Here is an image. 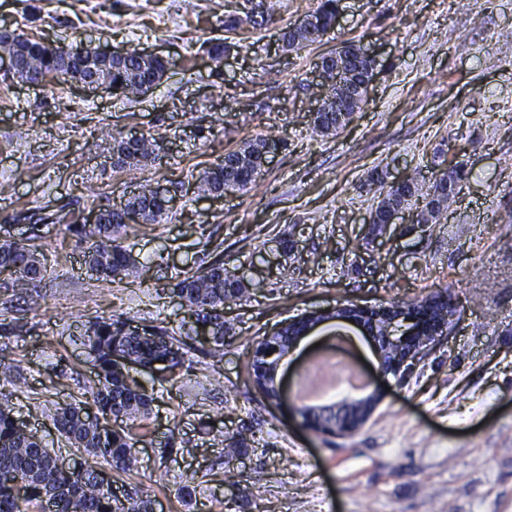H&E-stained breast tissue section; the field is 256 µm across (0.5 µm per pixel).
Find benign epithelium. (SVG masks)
Here are the masks:
<instances>
[{"mask_svg":"<svg viewBox=\"0 0 512 512\" xmlns=\"http://www.w3.org/2000/svg\"><path fill=\"white\" fill-rule=\"evenodd\" d=\"M369 67L362 68L358 59L346 56L337 50L323 56L317 62V72L321 83H326L328 71H333L336 78V101L341 106L336 108V126L349 124L348 118L356 114L363 106L370 87L374 82L373 58L363 54ZM85 73L78 85L87 89H113L112 81L102 76L90 64H84ZM453 305V301L444 295L426 297L414 305L399 311L389 306H368L358 303L340 304L327 313H338L336 320L350 324L359 329L371 340L377 356L381 375L392 376L402 382L423 352L439 337L448 334L450 325L457 319V314L448 315L447 321H441L434 311L442 304ZM325 320L319 314H306L283 323L266 339L273 341L278 336L288 335L286 347L271 344V355L265 361L252 366L250 374L257 386L275 383L276 389L281 384L276 382L281 362L291 354L306 336L310 335ZM383 399L382 389L372 383L369 390L355 399L339 400L322 409L307 408L303 405L294 406L301 419V425L309 431L325 438L350 436L357 432L372 416Z\"/></svg>","mask_w":512,"mask_h":512,"instance_id":"7a95c632","label":"benign epithelium"}]
</instances>
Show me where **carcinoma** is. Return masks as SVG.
I'll return each instance as SVG.
<instances>
[{
    "label": "carcinoma",
    "instance_id": "1",
    "mask_svg": "<svg viewBox=\"0 0 512 512\" xmlns=\"http://www.w3.org/2000/svg\"><path fill=\"white\" fill-rule=\"evenodd\" d=\"M248 5L244 16L229 15L224 29L234 31L244 23L260 27L270 20L263 0H245ZM339 0H320L316 9L320 27L307 30L286 29L282 39L289 47L313 42L320 34L334 26ZM12 51L24 58L31 57L35 65L24 64L11 77L21 82L48 78H66L74 81L83 74L80 62L94 58L99 68L112 77V85L123 94L145 93V84H159L169 71V62L158 60L149 69L141 71L134 60L119 52L108 57L88 48H72L43 42L41 39L17 33ZM334 104L319 112L312 120V131L328 137L338 133ZM117 164L137 167L158 159L153 138L141 137L131 145L122 136L113 137ZM268 140L256 138L245 142L236 150L224 154V159L205 168L196 180L200 195L222 194L227 191H245L252 181L245 178L247 170L262 168L267 160ZM466 176L464 166L439 169L432 174V182L423 186L413 182L408 197L423 201L419 210L420 223L435 224L448 208V197L430 203L426 199L441 185ZM368 185L382 188L377 206L394 208L406 203L399 190L385 186V180L371 170ZM175 197L159 200L144 188L124 203L122 213L111 208L99 209L98 223L67 225L79 241L89 244L85 262L97 279L110 282L138 271L136 259L122 245L127 223L121 215L138 213L150 223H157L169 215ZM46 271V258L26 243L4 241L0 243V274L9 273L12 291L26 292L30 283L40 279ZM180 299V306L195 315L204 325L219 324L222 333L203 340L206 352L213 358H223L224 337L231 335L233 327L224 321V304L242 301L248 297L243 279L224 265L222 257L187 273L172 288ZM122 319L97 320L85 330L84 341L89 347L96 382L86 400L62 404L55 409L54 426L76 448H82L93 458H102L116 472L128 473L138 467L134 438L112 423L124 419L144 417L150 413L153 398L129 374V366L149 368L157 359H168L166 374L158 380L166 382L169 376L182 368L190 347L168 329L145 325V335L128 329ZM49 502L54 512H153V501L127 491L119 497L112 486L91 465L77 470L60 467L57 458L37 433L22 428L14 409L0 403V512H45L43 504Z\"/></svg>",
    "mask_w": 512,
    "mask_h": 512
}]
</instances>
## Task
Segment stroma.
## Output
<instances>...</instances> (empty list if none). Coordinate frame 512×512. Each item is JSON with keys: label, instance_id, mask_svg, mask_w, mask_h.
Returning a JSON list of instances; mask_svg holds the SVG:
<instances>
[{"label": "stroma", "instance_id": "stroma-1", "mask_svg": "<svg viewBox=\"0 0 512 512\" xmlns=\"http://www.w3.org/2000/svg\"><path fill=\"white\" fill-rule=\"evenodd\" d=\"M264 3L271 24L228 33L244 0H0V25L172 63L158 89L130 98L61 78L0 80V241L28 240L47 257L38 311L0 275V362L17 377L0 396L67 467L84 464L53 415L93 384L89 321L126 317L196 343L172 288L220 253L250 292L224 307L235 334L222 361L189 353L174 383L134 369L154 402L134 423L138 472L108 474L116 493L139 489L156 512H512V0H340L335 25L295 49L281 31L318 0ZM222 38L231 48L217 63L208 47ZM349 43L373 57L375 81L354 120L320 137L315 64ZM116 134L155 138L161 163L117 166ZM258 137L287 146L250 189L199 197V173ZM449 162L469 175L438 223H368L372 169L425 185ZM173 182L168 218L126 229L140 275L98 280L66 223ZM443 290L458 323L352 436L319 437L291 415L316 345L332 337H351L376 377L372 345L349 324L302 339L281 364V399H265L249 375L253 345L286 320ZM239 433L246 449L225 459L224 439Z\"/></svg>", "mask_w": 512, "mask_h": 512}]
</instances>
